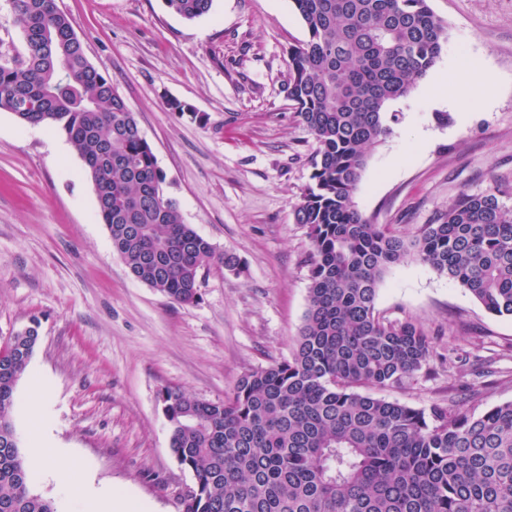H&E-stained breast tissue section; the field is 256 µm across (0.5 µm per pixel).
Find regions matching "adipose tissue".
Returning a JSON list of instances; mask_svg holds the SVG:
<instances>
[{"label":"adipose tissue","mask_w":512,"mask_h":512,"mask_svg":"<svg viewBox=\"0 0 512 512\" xmlns=\"http://www.w3.org/2000/svg\"><path fill=\"white\" fill-rule=\"evenodd\" d=\"M494 80L490 76H482L480 82L466 86L455 76H446L439 82L434 92L448 101L457 111H466L470 101L479 97L490 100L493 94ZM32 470L37 479L53 484L55 490L65 498L78 503L82 512H130L126 498L114 495L111 489L95 486L89 476L75 477L64 460L67 456L63 448L35 447Z\"/></svg>","instance_id":"ef3b65f1"}]
</instances>
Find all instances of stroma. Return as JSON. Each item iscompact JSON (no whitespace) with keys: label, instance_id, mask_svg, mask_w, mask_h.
<instances>
[{"label":"stroma","instance_id":"obj_1","mask_svg":"<svg viewBox=\"0 0 512 512\" xmlns=\"http://www.w3.org/2000/svg\"><path fill=\"white\" fill-rule=\"evenodd\" d=\"M89 61L118 87L166 175V194L244 271L214 266L200 298L179 305L135 280L112 250L93 184L65 135L0 110V344L37 326L15 395L31 382L37 417L13 412L29 456L32 420L68 449L74 472L127 495L137 512H179L193 485L169 450L161 393L216 402L246 372L289 357L308 307L309 239L294 206L316 142L287 96L291 52L309 38L292 0H213L188 21L163 0H57ZM448 45L391 101L389 135L371 147L355 201L371 223L414 237L459 192L498 190L512 208V0H429ZM495 77L467 116L430 101L446 73ZM190 104L189 117L170 100ZM377 310L432 338L423 367L383 398L421 409L468 389L478 417L512 401V319L409 258L386 273Z\"/></svg>","mask_w":512,"mask_h":512}]
</instances>
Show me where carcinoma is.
<instances>
[{
  "label": "carcinoma",
  "mask_w": 512,
  "mask_h": 512,
  "mask_svg": "<svg viewBox=\"0 0 512 512\" xmlns=\"http://www.w3.org/2000/svg\"><path fill=\"white\" fill-rule=\"evenodd\" d=\"M187 20L212 0H164ZM309 32L291 55L288 97L313 135L311 183L294 207L310 241L304 324L289 358L240 377L222 402L165 389L169 449L194 486L180 512H512V402L473 418L377 397L421 369L429 332L379 315L387 271L413 257L512 317V208L460 192L412 240L372 224L355 192L390 133L386 103L427 75L448 41L427 0H293ZM27 54L0 62V110L62 132L91 179L114 252L137 281L181 305L202 271L237 275L182 220L166 175L118 88L94 66L56 0H11ZM38 331L0 346V512H58L32 492L12 421Z\"/></svg>",
  "instance_id": "carcinoma-1"
}]
</instances>
